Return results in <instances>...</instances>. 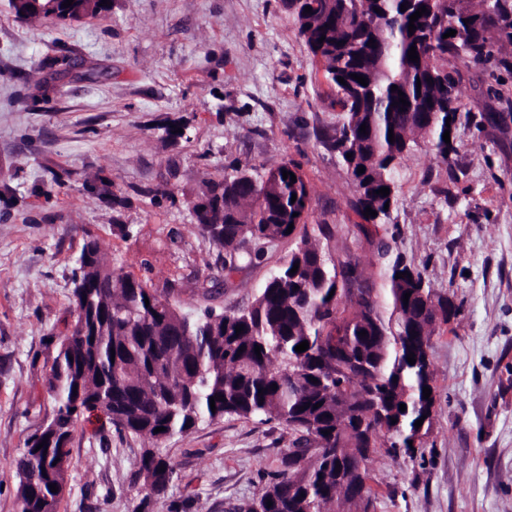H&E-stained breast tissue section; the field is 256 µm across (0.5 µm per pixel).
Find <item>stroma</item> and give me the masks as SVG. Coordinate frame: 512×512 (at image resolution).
I'll list each match as a JSON object with an SVG mask.
<instances>
[{"label":"stroma","instance_id":"1","mask_svg":"<svg viewBox=\"0 0 512 512\" xmlns=\"http://www.w3.org/2000/svg\"><path fill=\"white\" fill-rule=\"evenodd\" d=\"M62 56L96 77L73 70L63 95L38 99L22 75ZM459 72L455 153L424 144L405 157L393 171L398 207L368 235L345 166L321 142L342 109L282 0H112L108 13L54 26L0 0V512H17V463L52 412L47 378L85 240L170 289L188 316L246 306L293 239L263 244L261 263L228 277L190 205L232 167L289 161L311 189L307 229L329 228L335 259L358 262L380 292L388 244L459 307L432 338V429L416 455L369 462L371 512H512V125L482 120L512 102V70ZM174 125L182 135H167ZM293 439L278 421L225 416L157 446L94 416L69 444L58 512H240ZM152 446L173 475L147 503L136 463Z\"/></svg>","mask_w":512,"mask_h":512}]
</instances>
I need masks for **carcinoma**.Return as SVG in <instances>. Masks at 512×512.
Segmentation results:
<instances>
[{
  "mask_svg": "<svg viewBox=\"0 0 512 512\" xmlns=\"http://www.w3.org/2000/svg\"><path fill=\"white\" fill-rule=\"evenodd\" d=\"M64 2L8 0V6L16 18L34 25L81 22L109 10L101 0H73L67 8ZM315 2L307 13V0H283L326 75L346 81H334L343 115L324 144L350 174L358 194L356 214L377 228L391 220L398 205L392 172L401 160L421 143L448 159L452 145L443 134L459 120L457 64L486 65L495 59L505 68L512 65L507 59L512 0ZM422 6L427 13L411 33L410 16ZM451 29L456 35L443 38ZM412 47L416 62L408 60ZM354 74L367 78L368 85ZM401 91L409 102L405 108L394 105ZM285 170L296 181L283 178ZM267 172L264 182L258 173L234 168L207 181L192 204L196 227L224 252L229 274L242 262L263 257L247 243L287 238L289 225L299 224L311 203L310 187L296 165L284 162ZM382 187L390 194H375ZM368 207L377 216H365ZM296 263L297 272H290ZM386 282L381 299L365 284L358 263L326 255L305 231L250 305L219 312L208 308L190 320L167 296L112 266L97 240H86L72 278V297L87 289L83 315L75 319L81 330L59 342L48 378L52 416L62 434L42 448L37 434L26 441L17 466L18 512H43L47 499L58 502L50 485H68V445L76 424L97 403L107 408L118 433L156 443L225 415L280 421L295 434L293 447L305 449L313 440L316 451L301 466L288 455L284 470L272 476L247 512H369L371 456L399 446L414 455L417 449L409 441L415 422L424 415L434 418L435 395L423 397V388L434 389V374L419 359L413 365L407 361L414 330L432 348L435 316L431 311L421 316L420 307L430 302L443 322L458 311L400 256L391 262ZM406 292L411 296L405 302ZM238 326L243 327L239 334ZM302 341L309 348L295 351ZM217 396L224 400L215 402L213 412L210 398ZM317 403L320 407L313 408ZM382 409L395 412L398 426H390ZM158 427L163 431L155 432ZM172 474L165 458L145 449L137 470L142 502L161 498Z\"/></svg>",
  "mask_w": 512,
  "mask_h": 512,
  "instance_id": "cac0c4a2",
  "label": "carcinoma"
}]
</instances>
